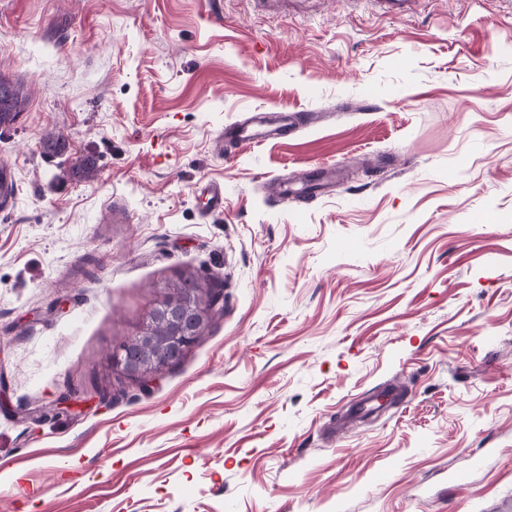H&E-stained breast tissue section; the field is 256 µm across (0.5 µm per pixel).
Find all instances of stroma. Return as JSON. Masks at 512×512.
<instances>
[{
    "label": "stroma",
    "mask_w": 512,
    "mask_h": 512,
    "mask_svg": "<svg viewBox=\"0 0 512 512\" xmlns=\"http://www.w3.org/2000/svg\"><path fill=\"white\" fill-rule=\"evenodd\" d=\"M0 76L29 96L0 128V512H492L512 496V0L398 17L0 0ZM266 108L294 113L287 136L220 143ZM49 132L63 153H44ZM329 166L335 189L276 194ZM207 181L223 212L196 198ZM183 271L223 280V318L103 404L113 346ZM391 384L397 404L337 431ZM195 194L203 202L206 213L224 210V186L217 182H206L195 188Z\"/></svg>",
    "instance_id": "obj_1"
}]
</instances>
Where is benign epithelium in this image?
Here are the masks:
<instances>
[{"label": "benign epithelium", "mask_w": 512, "mask_h": 512, "mask_svg": "<svg viewBox=\"0 0 512 512\" xmlns=\"http://www.w3.org/2000/svg\"><path fill=\"white\" fill-rule=\"evenodd\" d=\"M224 310V289L193 279L191 288H167L139 331L113 347L109 354L112 387H145L170 369L166 351L187 353L205 334L208 317Z\"/></svg>", "instance_id": "benign-epithelium-1"}]
</instances>
